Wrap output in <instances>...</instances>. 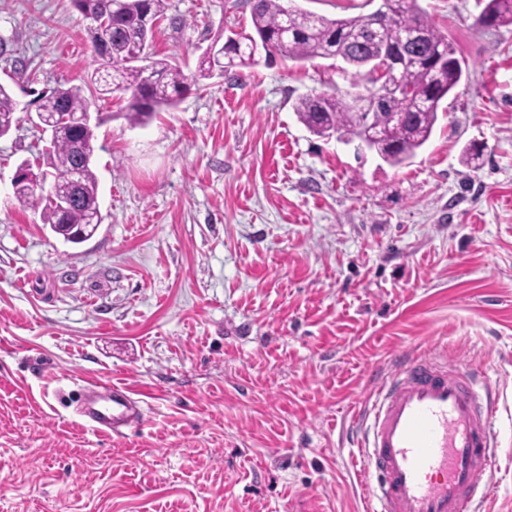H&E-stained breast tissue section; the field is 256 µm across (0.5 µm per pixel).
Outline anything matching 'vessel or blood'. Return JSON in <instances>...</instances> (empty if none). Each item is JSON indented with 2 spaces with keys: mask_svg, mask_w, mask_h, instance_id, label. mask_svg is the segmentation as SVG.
I'll return each mask as SVG.
<instances>
[{
  "mask_svg": "<svg viewBox=\"0 0 512 512\" xmlns=\"http://www.w3.org/2000/svg\"><path fill=\"white\" fill-rule=\"evenodd\" d=\"M498 401L491 379L459 361L397 357L364 407L350 457L368 512H481L500 453ZM143 404L128 385L94 381L79 415L118 436L142 419Z\"/></svg>",
  "mask_w": 512,
  "mask_h": 512,
  "instance_id": "1",
  "label": "vessel or blood"
}]
</instances>
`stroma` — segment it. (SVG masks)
<instances>
[{
    "label": "stroma",
    "instance_id": "1",
    "mask_svg": "<svg viewBox=\"0 0 512 512\" xmlns=\"http://www.w3.org/2000/svg\"><path fill=\"white\" fill-rule=\"evenodd\" d=\"M168 4L152 51L189 76L251 23L248 0ZM418 4L467 68L410 164L299 122L300 97L365 84L339 59L199 80L143 127L98 97L102 222L72 245L12 179L46 161L38 93L96 69L91 22L0 0V512H365L342 433L394 355L442 348L502 392L483 512H512V29ZM88 380L144 392L140 422L95 433Z\"/></svg>",
    "mask_w": 512,
    "mask_h": 512
}]
</instances>
